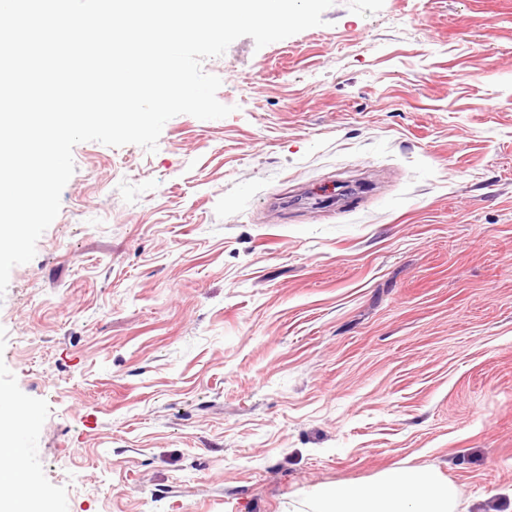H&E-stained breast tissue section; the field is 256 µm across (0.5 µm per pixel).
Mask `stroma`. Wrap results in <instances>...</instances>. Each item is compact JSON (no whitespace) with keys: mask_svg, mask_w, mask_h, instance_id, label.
<instances>
[{"mask_svg":"<svg viewBox=\"0 0 512 512\" xmlns=\"http://www.w3.org/2000/svg\"><path fill=\"white\" fill-rule=\"evenodd\" d=\"M85 142L0 296L45 512H302L439 472L512 512V0H335Z\"/></svg>","mask_w":512,"mask_h":512,"instance_id":"stroma-1","label":"stroma"}]
</instances>
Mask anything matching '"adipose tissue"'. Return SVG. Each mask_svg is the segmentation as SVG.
I'll return each mask as SVG.
<instances>
[{"label": "adipose tissue", "mask_w": 512, "mask_h": 512, "mask_svg": "<svg viewBox=\"0 0 512 512\" xmlns=\"http://www.w3.org/2000/svg\"><path fill=\"white\" fill-rule=\"evenodd\" d=\"M17 407L0 399V512H36L31 498L17 488L33 480L29 466L17 465ZM313 512H456L459 491L441 476L417 468L394 469L374 483L346 488L324 487L311 497Z\"/></svg>", "instance_id": "ef3b65f1"}]
</instances>
